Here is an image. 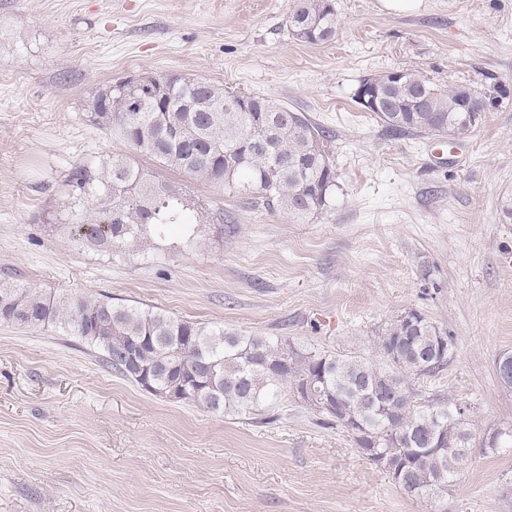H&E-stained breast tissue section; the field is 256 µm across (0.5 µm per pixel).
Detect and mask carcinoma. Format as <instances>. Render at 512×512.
<instances>
[{
    "mask_svg": "<svg viewBox=\"0 0 512 512\" xmlns=\"http://www.w3.org/2000/svg\"><path fill=\"white\" fill-rule=\"evenodd\" d=\"M340 24L331 0H296L291 34L330 41ZM486 97L442 87L406 69L372 110L386 130L465 139L483 121ZM93 121L166 169L224 183L230 193L258 192L264 205L293 224L325 210L336 188L330 134L309 116L273 98L240 95L214 78L172 75L168 94L125 79L92 99ZM69 207L56 217L71 238L116 260L157 248L171 232L187 247L204 223H224L186 191L142 169L128 156L80 164L67 179ZM0 322L32 330L52 326L78 337L102 360L154 395L202 405L219 414H251L266 423L282 389L375 449L409 494L439 496L463 471L472 449L512 448V431H471L474 405L427 396L421 380L456 355L454 337L417 310L375 330L370 356L302 352L285 336H247L221 325L189 322L152 309L71 294L46 295L0 284Z\"/></svg>",
    "mask_w": 512,
    "mask_h": 512,
    "instance_id": "obj_1",
    "label": "carcinoma"
}]
</instances>
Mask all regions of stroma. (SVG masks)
Returning <instances> with one entry per match:
<instances>
[{
  "label": "stroma",
  "mask_w": 512,
  "mask_h": 512,
  "mask_svg": "<svg viewBox=\"0 0 512 512\" xmlns=\"http://www.w3.org/2000/svg\"><path fill=\"white\" fill-rule=\"evenodd\" d=\"M331 41L294 39V0H0V281L97 297L331 353H369L409 309L455 338L430 393L474 406L473 434L512 429L495 363L512 353V0H333ZM412 69L489 97L461 141L392 135L357 103ZM215 78L327 128L338 174L317 219L164 170L229 228L124 262L56 225L73 166L126 155L91 117L135 73ZM274 422L215 415L134 385L78 339L0 322V512H512V448L418 498L293 391ZM378 77L372 76L363 79L356 90V100L364 110H369L377 107V101L380 97L379 94Z\"/></svg>",
  "instance_id": "35a3bbf8"
}]
</instances>
